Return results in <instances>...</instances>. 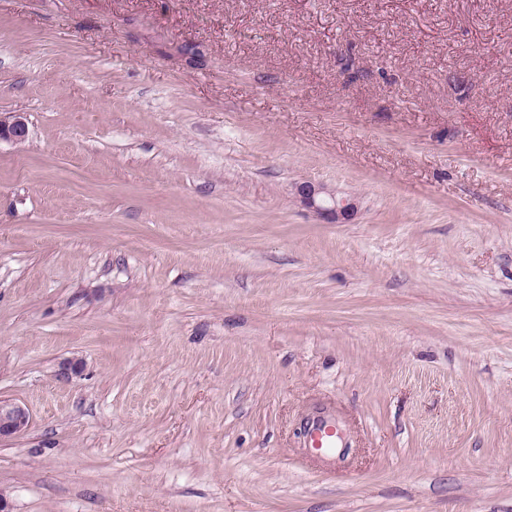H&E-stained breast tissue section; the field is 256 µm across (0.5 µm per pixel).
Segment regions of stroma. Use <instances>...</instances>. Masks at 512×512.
<instances>
[{"label":"stroma","instance_id":"obj_1","mask_svg":"<svg viewBox=\"0 0 512 512\" xmlns=\"http://www.w3.org/2000/svg\"><path fill=\"white\" fill-rule=\"evenodd\" d=\"M0 112L13 512H512V0H0ZM28 135V122L22 113H0V143L2 140H6L16 146H21L27 141ZM301 203L331 223L346 224L357 212L353 197L339 196L335 189L326 185L303 182L296 188ZM27 410L5 401H0V437L18 435L29 426ZM309 448L328 450L336 447V429L332 424L320 422L310 429Z\"/></svg>","mask_w":512,"mask_h":512}]
</instances>
